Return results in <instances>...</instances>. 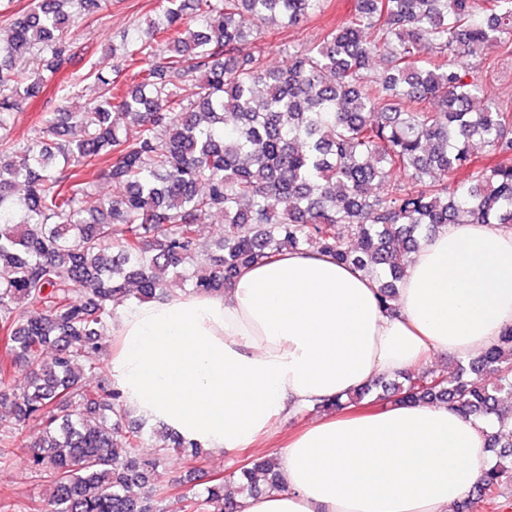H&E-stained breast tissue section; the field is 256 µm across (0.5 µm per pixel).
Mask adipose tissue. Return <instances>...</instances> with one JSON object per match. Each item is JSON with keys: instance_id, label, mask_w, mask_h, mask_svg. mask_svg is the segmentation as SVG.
I'll return each mask as SVG.
<instances>
[{"instance_id": "ef3b65f1", "label": "adipose tissue", "mask_w": 512, "mask_h": 512, "mask_svg": "<svg viewBox=\"0 0 512 512\" xmlns=\"http://www.w3.org/2000/svg\"><path fill=\"white\" fill-rule=\"evenodd\" d=\"M512 326V228L444 224L409 256L393 310L364 271L282 251L223 293L174 290L115 312L109 373L125 404L235 452L273 421L338 399L290 435L277 488L238 512H454L490 465L487 428L448 404L346 399L381 377L461 358Z\"/></svg>"}]
</instances>
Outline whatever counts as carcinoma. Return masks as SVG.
Here are the masks:
<instances>
[{
    "label": "carcinoma",
    "instance_id": "1",
    "mask_svg": "<svg viewBox=\"0 0 512 512\" xmlns=\"http://www.w3.org/2000/svg\"><path fill=\"white\" fill-rule=\"evenodd\" d=\"M162 2L159 20L112 47L114 62L59 89L66 99L90 80L95 100L66 113V127L46 114L26 140L15 114L41 82L14 54H32L41 72L73 66L69 31L103 0H31L0 25V404L11 417L0 418V464L28 442L32 471L53 486L42 512H160L150 478L167 445L138 453L142 427L123 429V397L99 354L115 305L163 298L164 273L217 294L270 253L313 247L375 275L387 304L435 227H512V107L472 111L488 90L463 62L476 48L512 51V0H357L354 18L278 70L261 48L244 49L251 24L291 26L323 0H193L197 31L186 0ZM377 53L386 68L371 74ZM476 144L497 161L474 166ZM93 165L111 195L82 180ZM214 213L224 233L204 244L197 226ZM13 370L26 372L19 390ZM375 388L496 419L491 466L457 512L512 481V328L453 376L414 371L347 402ZM169 438L193 459L204 453ZM232 477L258 494L276 485L277 459ZM174 501L176 512H237L222 480Z\"/></svg>",
    "mask_w": 512,
    "mask_h": 512
}]
</instances>
